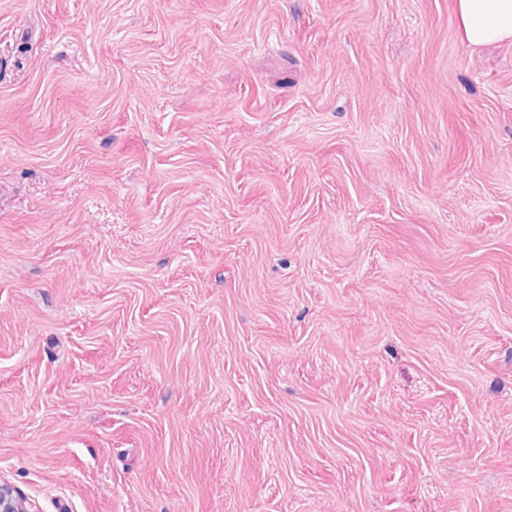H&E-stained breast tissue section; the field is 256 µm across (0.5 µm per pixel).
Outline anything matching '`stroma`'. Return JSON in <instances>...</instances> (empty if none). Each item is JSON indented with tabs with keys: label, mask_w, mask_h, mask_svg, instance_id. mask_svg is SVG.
I'll return each instance as SVG.
<instances>
[{
	"label": "stroma",
	"mask_w": 512,
	"mask_h": 512,
	"mask_svg": "<svg viewBox=\"0 0 512 512\" xmlns=\"http://www.w3.org/2000/svg\"><path fill=\"white\" fill-rule=\"evenodd\" d=\"M0 477L512 512V45L455 0H0Z\"/></svg>",
	"instance_id": "stroma-1"
}]
</instances>
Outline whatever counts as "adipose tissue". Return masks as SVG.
<instances>
[{
	"label": "adipose tissue",
	"mask_w": 512,
	"mask_h": 512,
	"mask_svg": "<svg viewBox=\"0 0 512 512\" xmlns=\"http://www.w3.org/2000/svg\"><path fill=\"white\" fill-rule=\"evenodd\" d=\"M456 17L470 46L512 43V0H456Z\"/></svg>",
	"instance_id": "ef3b65f1"
}]
</instances>
